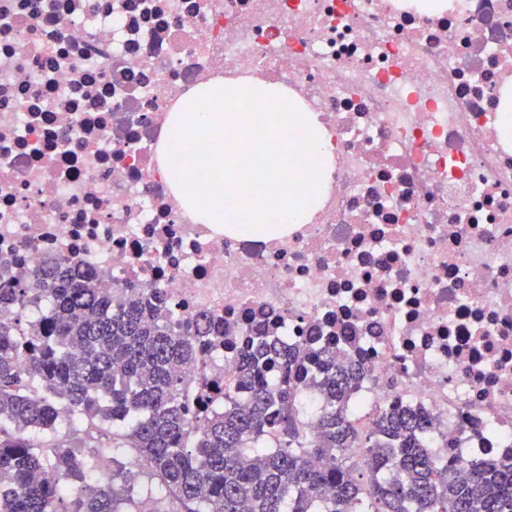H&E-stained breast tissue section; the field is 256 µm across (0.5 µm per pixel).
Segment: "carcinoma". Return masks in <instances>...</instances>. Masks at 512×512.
<instances>
[{
  "label": "carcinoma",
  "instance_id": "carcinoma-1",
  "mask_svg": "<svg viewBox=\"0 0 512 512\" xmlns=\"http://www.w3.org/2000/svg\"><path fill=\"white\" fill-rule=\"evenodd\" d=\"M155 300L131 293L115 302L90 269L63 264L32 284L0 286V306H48L26 340L0 321V512L129 504L98 480V458L68 444L47 454L26 438L57 434L63 409L112 426V447L148 459L179 512H512V460L439 461L427 440L434 416L423 409L382 410L365 432L351 414L358 367L338 371L303 346L279 352L262 336L241 353L246 399L225 394L192 434L177 374L195 354L191 333L163 330V298ZM308 381L323 399L311 432L299 389ZM355 448L366 454V487L352 476Z\"/></svg>",
  "mask_w": 512,
  "mask_h": 512
}]
</instances>
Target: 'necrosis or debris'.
Instances as JSON below:
<instances>
[{
    "label": "necrosis or debris",
    "instance_id": "1",
    "mask_svg": "<svg viewBox=\"0 0 512 512\" xmlns=\"http://www.w3.org/2000/svg\"><path fill=\"white\" fill-rule=\"evenodd\" d=\"M268 83L334 149L316 209L271 238L197 223L160 159L213 81ZM512 0H0V277L89 267L161 295L197 414L237 391L250 336L358 361L355 417L437 421L443 458H512Z\"/></svg>",
    "mask_w": 512,
    "mask_h": 512
}]
</instances>
